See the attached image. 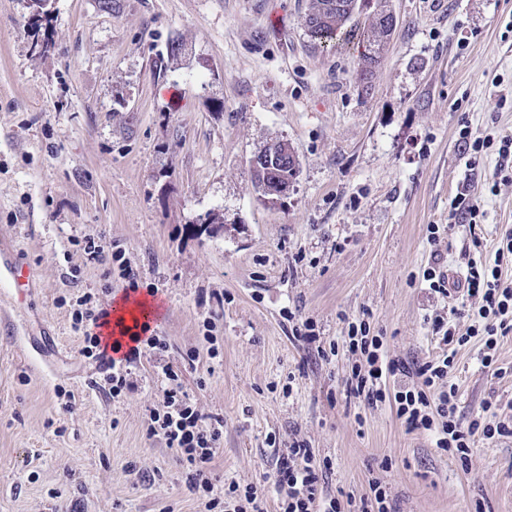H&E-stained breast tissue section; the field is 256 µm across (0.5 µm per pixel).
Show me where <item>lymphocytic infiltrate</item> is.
I'll use <instances>...</instances> for the list:
<instances>
[{
	"label": "lymphocytic infiltrate",
	"instance_id": "obj_1",
	"mask_svg": "<svg viewBox=\"0 0 512 512\" xmlns=\"http://www.w3.org/2000/svg\"><path fill=\"white\" fill-rule=\"evenodd\" d=\"M496 263L469 260L458 317L469 319V335L484 336L481 364L492 367L500 337L512 333V284L502 280L501 260L512 258V229L506 230L496 249ZM109 311L94 305L91 297H77L72 327L82 336L80 352L93 357L100 347L96 333L108 321ZM349 348L356 356L347 379V394L367 405L393 402L396 415L411 430L432 435L435 445L469 464L475 438L492 440L512 436V419L494 422L465 419L458 411V389L450 381L454 358L406 362L387 355L384 339L370 333L363 319L347 324ZM164 387L159 408L150 413L149 436L164 441L189 467L186 477L191 492L203 498L208 512H266L264 487H239L229 483L218 488L208 469L221 447L224 422L204 416L184 392L181 376L163 367ZM396 389H389V381ZM330 464L318 460L306 441L289 442L274 461L275 490L280 512H343L338 498L323 496L320 483Z\"/></svg>",
	"mask_w": 512,
	"mask_h": 512
}]
</instances>
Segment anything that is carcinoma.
Returning <instances> with one entry per match:
<instances>
[{"mask_svg":"<svg viewBox=\"0 0 512 512\" xmlns=\"http://www.w3.org/2000/svg\"><path fill=\"white\" fill-rule=\"evenodd\" d=\"M359 0H313L311 11L306 15L305 27L310 37L325 48L343 50L354 45L361 49L360 55L365 71L370 73L381 64L383 51L391 36L395 19L380 10L369 28L355 33L345 28L355 13ZM298 157L291 153L278 157L267 170L270 182L291 184L299 172Z\"/></svg>","mask_w":512,"mask_h":512,"instance_id":"1","label":"carcinoma"}]
</instances>
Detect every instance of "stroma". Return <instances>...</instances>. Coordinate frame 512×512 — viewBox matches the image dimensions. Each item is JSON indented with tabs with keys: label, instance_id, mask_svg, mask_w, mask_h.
Wrapping results in <instances>:
<instances>
[{
	"label": "stroma",
	"instance_id": "stroma-1",
	"mask_svg": "<svg viewBox=\"0 0 512 512\" xmlns=\"http://www.w3.org/2000/svg\"><path fill=\"white\" fill-rule=\"evenodd\" d=\"M382 1L396 27L367 79L357 50L311 40L312 0H52L45 54L28 0H0V248L32 271L24 301L0 278V512H206L176 453L147 434L166 365L224 421L215 480L272 479L268 435L296 436L331 462L321 488L340 500L378 477L397 512H512V437L476 439L464 467L393 406L346 393L343 317L369 311L402 359L439 357L430 319L455 301L430 293L424 269L460 280L471 234L490 260L512 227V183H485L495 146L470 168L458 145L464 124L512 137V0ZM275 140L300 169L271 204L249 160ZM464 189L475 230L432 243ZM87 235L124 251L167 343L143 351L135 389L116 398L105 367L80 356L67 303L108 307L128 291L87 261ZM287 310L314 321L317 343L292 337ZM31 335L65 345L67 363L34 362ZM481 347L475 336L457 351L458 408L469 417L493 400L512 415V335L500 374L481 367Z\"/></svg>",
	"mask_w": 512,
	"mask_h": 512
}]
</instances>
